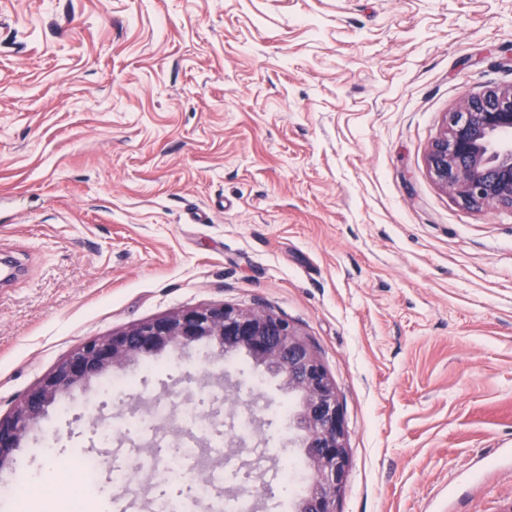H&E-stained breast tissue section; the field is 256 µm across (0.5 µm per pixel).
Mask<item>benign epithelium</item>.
<instances>
[{"label": "benign epithelium", "mask_w": 512, "mask_h": 512, "mask_svg": "<svg viewBox=\"0 0 512 512\" xmlns=\"http://www.w3.org/2000/svg\"><path fill=\"white\" fill-rule=\"evenodd\" d=\"M428 167L436 182L462 204L512 207V87L465 94L448 113ZM205 345L220 358L244 351L256 366L282 379L299 403L285 419L306 448L305 472L294 487L292 512H336L347 483L349 456L336 383L306 338L287 320L263 310L230 305L187 308L128 330L83 343L31 388L13 413L0 418V471L47 408L93 380L142 357Z\"/></svg>", "instance_id": "obj_1"}]
</instances>
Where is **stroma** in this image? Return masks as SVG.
<instances>
[{
    "label": "stroma",
    "instance_id": "stroma-1",
    "mask_svg": "<svg viewBox=\"0 0 512 512\" xmlns=\"http://www.w3.org/2000/svg\"><path fill=\"white\" fill-rule=\"evenodd\" d=\"M512 85V0H0V415L84 342L191 307L288 320L343 405L337 512H512V208L463 206L427 156L466 93ZM47 410L0 471V512L84 488L110 512L147 412L251 405L240 466L153 483L257 482L289 512L291 400L203 346ZM98 461L90 474L77 457Z\"/></svg>",
    "mask_w": 512,
    "mask_h": 512
}]
</instances>
